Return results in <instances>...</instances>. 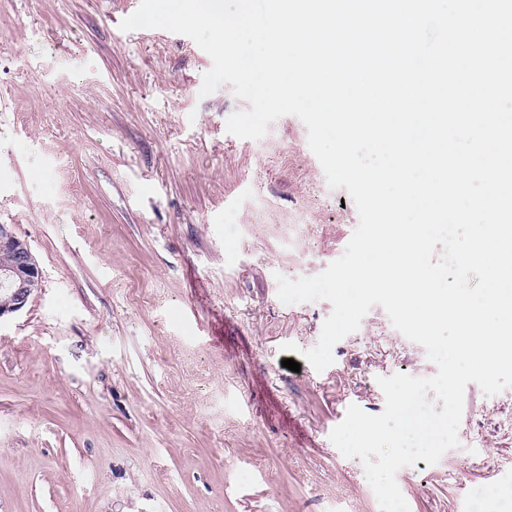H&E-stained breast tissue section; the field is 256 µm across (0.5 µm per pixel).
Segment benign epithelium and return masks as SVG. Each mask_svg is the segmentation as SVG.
Returning a JSON list of instances; mask_svg holds the SVG:
<instances>
[{
	"label": "benign epithelium",
	"mask_w": 512,
	"mask_h": 512,
	"mask_svg": "<svg viewBox=\"0 0 512 512\" xmlns=\"http://www.w3.org/2000/svg\"><path fill=\"white\" fill-rule=\"evenodd\" d=\"M0 254L9 257V263L0 268V275L3 284L11 289V304L0 307L1 317L21 310L41 288L42 276L27 244L15 235L9 224H0Z\"/></svg>",
	"instance_id": "benign-epithelium-1"
}]
</instances>
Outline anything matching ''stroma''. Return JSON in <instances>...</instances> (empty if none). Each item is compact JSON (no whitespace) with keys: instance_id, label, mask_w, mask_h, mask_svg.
Listing matches in <instances>:
<instances>
[{"instance_id":"obj_1","label":"stroma","mask_w":512,"mask_h":512,"mask_svg":"<svg viewBox=\"0 0 512 512\" xmlns=\"http://www.w3.org/2000/svg\"><path fill=\"white\" fill-rule=\"evenodd\" d=\"M140 0H0V224L42 273L0 317V512H380L330 440L377 377L435 374L373 307L318 372L332 306L286 305L359 217L303 122L227 134L190 38L121 31ZM459 445L401 468L410 512H512V388L468 384Z\"/></svg>"}]
</instances>
